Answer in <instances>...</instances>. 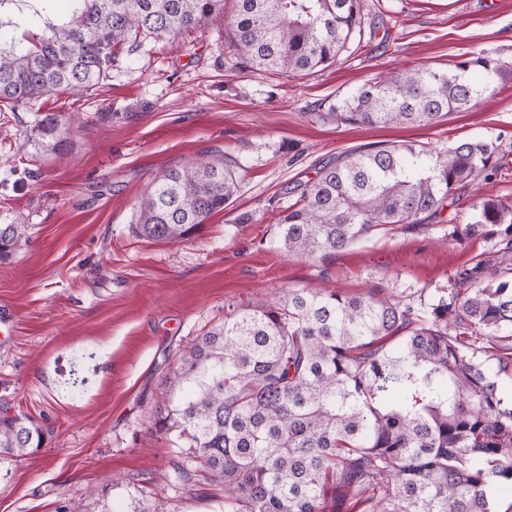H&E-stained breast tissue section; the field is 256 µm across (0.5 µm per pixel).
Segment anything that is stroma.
Segmentation results:
<instances>
[{"label": "stroma", "mask_w": 512, "mask_h": 512, "mask_svg": "<svg viewBox=\"0 0 512 512\" xmlns=\"http://www.w3.org/2000/svg\"><path fill=\"white\" fill-rule=\"evenodd\" d=\"M359 37L326 67L286 77L243 68L207 21L145 40L132 65L96 88L48 93L34 109L0 105V224L22 220L29 239L0 263V411L45 431L42 448L0 456V512H224L206 471L171 481L185 450L156 432L154 410L183 348L233 309L317 284L344 293L384 289L430 301L456 272L512 268L499 234L452 236L490 195L512 205V81L471 112L429 126L336 123L330 103L374 78L447 69L486 50L512 60V0H362ZM54 116L67 142L43 151L37 123ZM495 141L505 163L459 190L438 223L397 224L315 258L288 253L278 219L301 184L336 155L383 141L434 150ZM218 159L239 191L190 238L135 235L136 204L163 171Z\"/></svg>", "instance_id": "1"}]
</instances>
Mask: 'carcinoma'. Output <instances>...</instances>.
Returning a JSON list of instances; mask_svg holds the SVG:
<instances>
[{
  "instance_id": "carcinoma-1",
  "label": "carcinoma",
  "mask_w": 512,
  "mask_h": 512,
  "mask_svg": "<svg viewBox=\"0 0 512 512\" xmlns=\"http://www.w3.org/2000/svg\"><path fill=\"white\" fill-rule=\"evenodd\" d=\"M56 0H0L32 11L3 30L0 103L36 105L47 93L88 91L147 38L176 37L206 21L248 69L296 76L336 60L363 24L361 0H66L70 20L45 19ZM512 63L481 52L448 71L384 75L329 105L350 126H427L470 112ZM38 135L60 149L50 116ZM498 146L459 141L442 152L408 141L346 152L322 166L279 219L282 247L300 257L344 250L395 224L442 217L463 184L494 172ZM222 161L172 168L147 185L135 232L179 242L237 195ZM451 236L501 226L512 253V207L492 196ZM0 224V261L28 238ZM512 278L464 269L423 308L381 290L345 294L290 288L278 301L231 313L182 354L167 378L175 400L155 429L188 445L174 464L191 481L201 463L224 485V512H498L493 492L512 485ZM497 351V365L489 352ZM43 443L27 417L0 414V454Z\"/></svg>"
}]
</instances>
